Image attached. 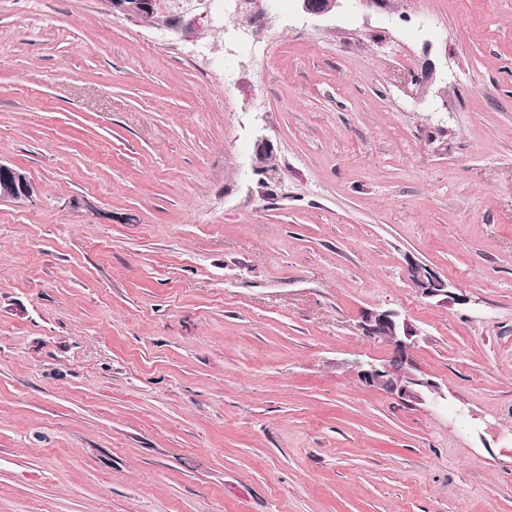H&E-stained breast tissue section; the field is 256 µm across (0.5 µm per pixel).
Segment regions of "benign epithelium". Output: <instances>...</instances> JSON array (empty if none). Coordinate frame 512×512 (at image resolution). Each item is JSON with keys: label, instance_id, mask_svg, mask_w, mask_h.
<instances>
[{"label": "benign epithelium", "instance_id": "obj_1", "mask_svg": "<svg viewBox=\"0 0 512 512\" xmlns=\"http://www.w3.org/2000/svg\"><path fill=\"white\" fill-rule=\"evenodd\" d=\"M112 11L128 18L155 19L166 29L189 32L191 24L182 17L158 15V0H107ZM237 8L245 9L264 24L272 21L265 0H236ZM339 0H302V9L313 16H323L336 8ZM34 188L26 175L18 168L0 163V201L29 198ZM411 281L422 296L441 304L460 303L463 298L453 291L448 279L439 275L430 266L409 262ZM365 333L387 342L393 348V356L382 362H353L359 381L367 387L393 395L407 407L419 405L440 406L447 399L438 384L415 368L408 351L417 336L415 328L399 315L389 311L366 313L363 322Z\"/></svg>", "mask_w": 512, "mask_h": 512}]
</instances>
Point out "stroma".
<instances>
[{
  "label": "stroma",
  "mask_w": 512,
  "mask_h": 512,
  "mask_svg": "<svg viewBox=\"0 0 512 512\" xmlns=\"http://www.w3.org/2000/svg\"><path fill=\"white\" fill-rule=\"evenodd\" d=\"M268 7L0 0V512H512V0ZM113 12L128 18L156 19L166 29L174 31L191 30V24H185L181 16H158V0H107ZM33 194L31 182L20 169L0 162V201L29 198ZM409 273L414 286L426 298L446 305L464 300L460 294L453 291L455 288H451L447 278L442 277L426 264L410 261ZM363 329L368 336L381 339L393 348V356L382 363L354 361L359 381L367 387L393 395L407 407L440 406L448 396L438 384L415 368L408 351L417 336L415 328L389 311H371L364 317Z\"/></svg>",
  "instance_id": "stroma-1"
}]
</instances>
